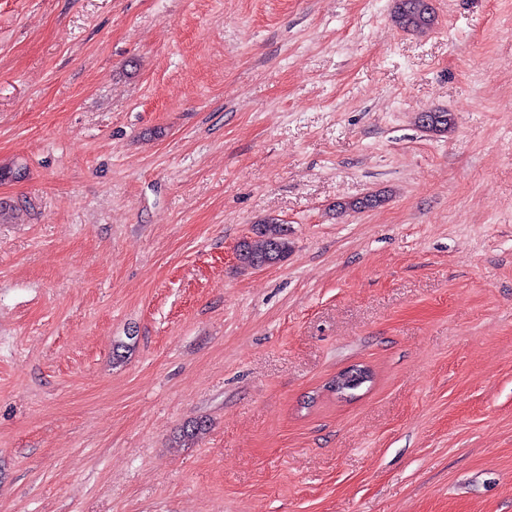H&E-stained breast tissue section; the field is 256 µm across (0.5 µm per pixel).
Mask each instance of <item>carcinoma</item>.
Segmentation results:
<instances>
[{
	"label": "carcinoma",
	"instance_id": "obj_1",
	"mask_svg": "<svg viewBox=\"0 0 512 512\" xmlns=\"http://www.w3.org/2000/svg\"><path fill=\"white\" fill-rule=\"evenodd\" d=\"M393 23L409 32L424 34L435 24V10L432 0H394L391 13ZM420 126L430 132L446 133L454 126V116L446 109L424 112L418 116ZM383 199L370 194L355 201L343 203L345 210H362L380 205ZM292 249L288 225L276 218H267L253 228L252 235L243 238L236 246V260L244 270L255 269L267 262L271 265L284 261ZM208 429L204 420H189L182 429L180 438L188 445L197 442Z\"/></svg>",
	"mask_w": 512,
	"mask_h": 512
}]
</instances>
